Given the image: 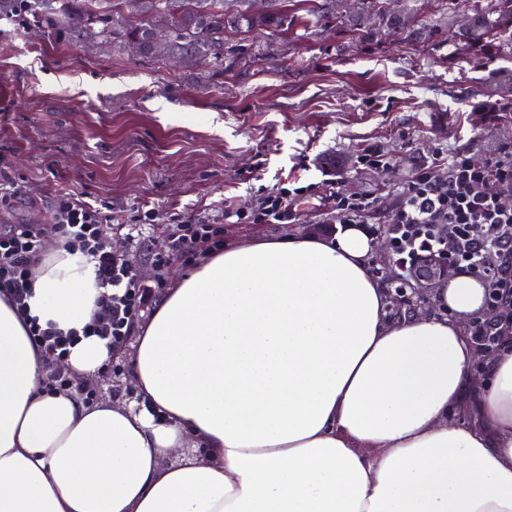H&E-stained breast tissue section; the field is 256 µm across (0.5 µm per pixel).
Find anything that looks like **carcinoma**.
Here are the masks:
<instances>
[{
  "instance_id": "obj_1",
  "label": "carcinoma",
  "mask_w": 512,
  "mask_h": 512,
  "mask_svg": "<svg viewBox=\"0 0 512 512\" xmlns=\"http://www.w3.org/2000/svg\"><path fill=\"white\" fill-rule=\"evenodd\" d=\"M303 2L308 16L315 18L329 12L359 41L386 37L422 43L434 34L416 24L420 0H401L395 10L388 8V0H360L356 12L337 9L336 0H327L322 6L317 5L316 0ZM138 10V23L125 27L112 15V0H32L31 5L37 22L47 28L68 33L78 42L96 39L120 49L125 41L134 38L141 43V57L147 59L157 54L150 31L165 18L171 27L165 54L173 57L202 53L209 58L214 70L224 68L225 31L270 28L286 33L300 20L281 8L247 17L246 10H231L224 5V0H139ZM467 15V24L453 34L454 43L463 49L492 44L512 30V0H494L490 10L475 0Z\"/></svg>"
}]
</instances>
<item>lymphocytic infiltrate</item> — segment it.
<instances>
[{"instance_id": "obj_1", "label": "lymphocytic infiltrate", "mask_w": 512, "mask_h": 512, "mask_svg": "<svg viewBox=\"0 0 512 512\" xmlns=\"http://www.w3.org/2000/svg\"><path fill=\"white\" fill-rule=\"evenodd\" d=\"M308 187H279L261 198L254 212L224 205L228 224H291L308 196ZM396 201L382 226L404 279L416 265L447 255L457 272L479 273L489 287L512 286V142L486 155L462 150L416 160L395 188ZM324 205L340 224H368L379 202L372 195L329 193ZM53 216L68 244L90 256L97 268L102 298L100 320L90 333L122 348L134 335L144 313L157 301L159 278L140 275L131 260L113 254L106 244L109 215L68 192L53 202ZM42 239L36 226L11 224L0 231V289H9L17 305H24L31 268L41 258ZM224 250L220 226L184 221L178 225L167 251L152 254L154 268L172 260L190 265L199 255Z\"/></svg>"}]
</instances>
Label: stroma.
<instances>
[{
  "label": "stroma",
  "mask_w": 512,
  "mask_h": 512,
  "mask_svg": "<svg viewBox=\"0 0 512 512\" xmlns=\"http://www.w3.org/2000/svg\"><path fill=\"white\" fill-rule=\"evenodd\" d=\"M463 19L425 0L418 21L437 34L410 44L359 43L326 17L285 34L229 32L235 57L207 79L194 67L48 32L24 9L2 13L0 172L20 193L0 207V225H36L50 245L52 200L75 193L108 207L112 246L149 276L150 257L171 245L177 218L222 225L232 243L329 234L336 220L321 202L332 191L372 194L389 208L417 158L492 153L512 141V117L493 123L480 109L512 110V41L459 51L448 33ZM370 144L392 156L389 173L358 163ZM294 178L313 193L300 221L225 223V201L249 212ZM141 208L163 218L136 242L126 224ZM89 388L96 403H138L131 346Z\"/></svg>",
  "instance_id": "stroma-1"
}]
</instances>
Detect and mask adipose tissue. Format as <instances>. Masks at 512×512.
<instances>
[{"instance_id":"ef3b65f1","label":"adipose tissue","mask_w":512,"mask_h":512,"mask_svg":"<svg viewBox=\"0 0 512 512\" xmlns=\"http://www.w3.org/2000/svg\"><path fill=\"white\" fill-rule=\"evenodd\" d=\"M374 250L341 224L205 256L135 332V412L46 387L30 323L77 333L82 381L113 354L82 333L94 262L54 240L26 311L0 289V512H512V345L475 382L464 334L484 283L454 275L394 320ZM472 383L484 430L458 418Z\"/></svg>"}]
</instances>
